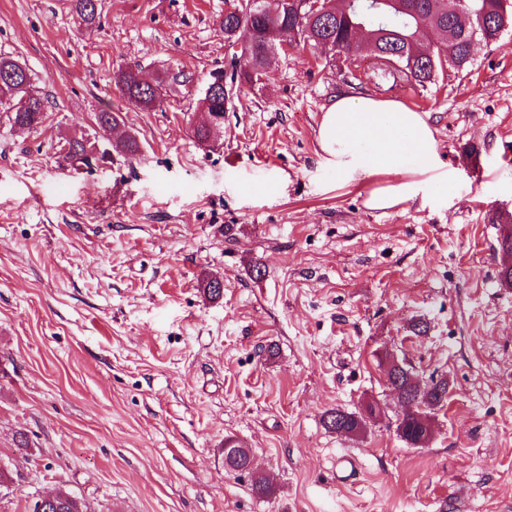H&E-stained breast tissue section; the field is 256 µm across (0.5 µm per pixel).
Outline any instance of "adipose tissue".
I'll return each instance as SVG.
<instances>
[{
    "mask_svg": "<svg viewBox=\"0 0 512 512\" xmlns=\"http://www.w3.org/2000/svg\"><path fill=\"white\" fill-rule=\"evenodd\" d=\"M318 141L326 161L347 182L379 173L396 176L378 188L369 208L387 210L414 200L425 183L447 187L451 172L442 170L438 142L427 114L402 103L371 96H336L324 107Z\"/></svg>",
    "mask_w": 512,
    "mask_h": 512,
    "instance_id": "adipose-tissue-1",
    "label": "adipose tissue"
}]
</instances>
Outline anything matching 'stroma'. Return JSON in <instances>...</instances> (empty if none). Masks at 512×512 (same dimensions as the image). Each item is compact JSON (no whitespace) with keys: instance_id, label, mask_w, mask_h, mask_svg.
I'll use <instances>...</instances> for the list:
<instances>
[{"instance_id":"obj_1","label":"stroma","mask_w":512,"mask_h":512,"mask_svg":"<svg viewBox=\"0 0 512 512\" xmlns=\"http://www.w3.org/2000/svg\"><path fill=\"white\" fill-rule=\"evenodd\" d=\"M224 8L103 0L88 31L67 0H0V56L49 100L37 128L0 117V512L60 488L86 512H512V31L423 87L360 50L278 53L208 148L189 127L232 52ZM136 64L167 78L161 107L115 87ZM341 94L426 113L448 190L368 208L392 176L343 182L317 142ZM128 134L132 161L111 150ZM84 138L107 159L66 163ZM390 356L448 381L417 447L396 431ZM369 401L383 414L359 438L325 427ZM228 436L271 496L225 470Z\"/></svg>"}]
</instances>
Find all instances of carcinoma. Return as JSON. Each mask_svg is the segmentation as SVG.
<instances>
[{
    "instance_id": "obj_1",
    "label": "carcinoma",
    "mask_w": 512,
    "mask_h": 512,
    "mask_svg": "<svg viewBox=\"0 0 512 512\" xmlns=\"http://www.w3.org/2000/svg\"><path fill=\"white\" fill-rule=\"evenodd\" d=\"M71 10L81 19L86 28L92 30L99 26L101 14L95 11L93 0H70ZM333 7L314 20L284 9L275 14L261 16L250 14L241 4V0H231L220 18V26L226 39L240 46V50L231 53V80L240 86H248L259 79L261 70L269 60L268 46L278 44L287 35H296L305 45L315 49L319 43H328L337 53L350 50L351 29L363 22L369 31H378L382 36L376 41L381 52H397L404 55L407 70L401 78L424 86L435 81L443 71V65L452 69H462L471 61V48L468 37L463 35L458 23V15L448 14L442 3L448 0H404L411 5L413 14L406 22H395L380 26L351 8L345 12L334 7L336 0H330ZM475 11V17L483 24L481 39L492 43L506 31L512 30V4L503 7V0H466ZM439 14L438 26L446 32L443 47L432 56L421 55L423 39L427 35L425 27L432 21V14ZM219 69L209 72L205 89L199 98V119L192 124L193 138L202 142L209 138L212 128L224 129V95L209 94L208 87L215 82ZM114 84L129 102L144 109H154L161 105L162 81L146 79L139 68L122 69L115 73ZM25 86L29 94L28 104H23ZM47 100L33 86L28 69L10 57H0V112L7 115L8 121L18 127H34L41 123L46 112ZM65 159L75 166L89 167L97 157L79 140L69 142ZM395 369L396 380L390 388L397 400L413 405L402 411L396 419V430L407 444L418 446L431 434L430 414L443 406L448 399V380L429 376L421 379L414 367L406 360L391 362ZM380 407L369 403L359 412H348L334 408L328 410L323 418L324 425L344 437L362 435L367 424L376 419ZM224 469L239 475L251 477V491L259 498L269 496L272 484L269 479L253 470L252 455L239 440L224 439ZM33 512H80L76 499L65 491H58L43 499L41 507Z\"/></svg>"
}]
</instances>
